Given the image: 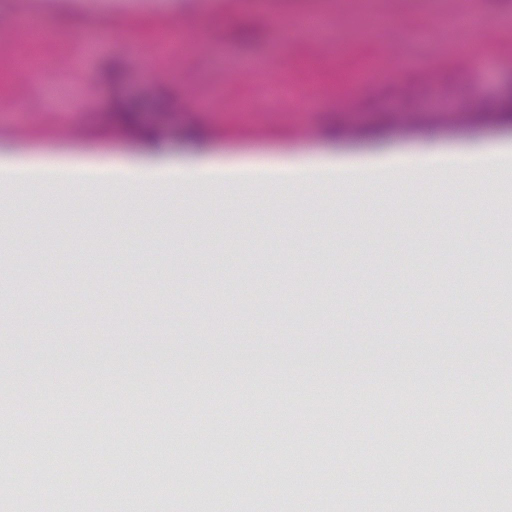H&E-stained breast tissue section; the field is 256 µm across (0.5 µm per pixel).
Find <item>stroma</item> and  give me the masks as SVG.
<instances>
[{"label": "stroma", "instance_id": "35a3bbf8", "mask_svg": "<svg viewBox=\"0 0 512 512\" xmlns=\"http://www.w3.org/2000/svg\"><path fill=\"white\" fill-rule=\"evenodd\" d=\"M0 0V143L22 155L145 161L118 107L171 165L201 154L349 158L457 153L511 123L444 119L466 88L512 97V0ZM318 26L305 23L308 16ZM187 33L170 36L172 20ZM340 124L344 138L324 128ZM9 174L24 207L0 221V448H27L0 499L14 512H142L184 473L185 512H512L501 481L512 408L458 372L420 392L344 381L383 356L481 358L512 368V214L455 200L406 172L358 171L365 199L322 173L266 185L155 187L125 173ZM410 192L430 214L397 208ZM198 199L184 211L185 197ZM127 206L131 221L114 223ZM480 225L471 238L460 223ZM91 359L111 378L43 376ZM264 367L250 374V365ZM295 368L307 383L290 380ZM162 378L151 412L116 372ZM334 402L322 406L313 373ZM26 375L27 386L15 385ZM448 448L419 464L415 450ZM100 467L90 470L89 458ZM304 469H297V461ZM223 479L229 496L206 484ZM482 489L456 498L451 481ZM425 485L426 495L411 494Z\"/></svg>", "mask_w": 512, "mask_h": 512}]
</instances>
